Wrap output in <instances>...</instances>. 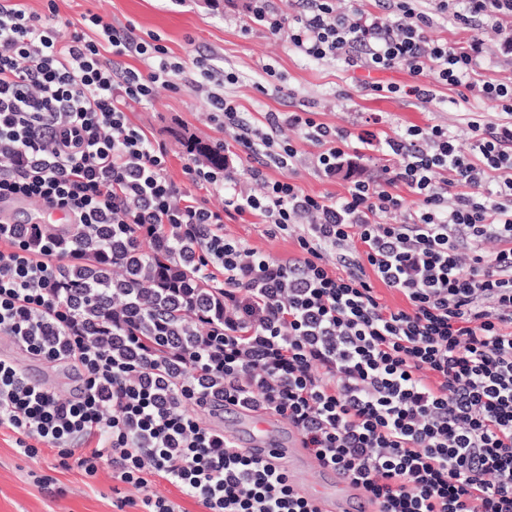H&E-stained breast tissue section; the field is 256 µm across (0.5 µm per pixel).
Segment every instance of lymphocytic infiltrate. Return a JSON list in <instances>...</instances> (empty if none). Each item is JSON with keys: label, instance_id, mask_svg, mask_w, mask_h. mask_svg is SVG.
<instances>
[{"label": "lymphocytic infiltrate", "instance_id": "1", "mask_svg": "<svg viewBox=\"0 0 512 512\" xmlns=\"http://www.w3.org/2000/svg\"><path fill=\"white\" fill-rule=\"evenodd\" d=\"M376 0L336 11L300 0L285 27L274 0L249 19L287 32L304 56L370 69L405 66L408 94L429 82L492 100L495 119L467 117L469 151L447 128L412 125L358 138L390 160L335 201L306 194L265 166H290L283 128L319 146L332 175L347 131L311 112H269L264 126L206 90L207 55L170 62L163 46L96 14L60 42L46 14L0 0V200H29L70 225L0 221V335L47 363L71 366L62 396L0 356V429L33 458L56 450L86 476L108 468L137 490L144 512H183L157 481L203 512H318L285 472L251 456L197 416L236 406L288 421L318 467L345 473L379 512H512V80L483 75L479 30H502L512 0ZM470 29L458 46L428 34L435 18ZM150 59L141 74L126 58ZM205 93L236 152L223 167L197 160L193 185L222 196L211 208L167 173L168 152L129 120L157 84ZM262 190L242 187L239 159ZM405 186L416 208L404 223ZM253 216L294 236L298 256L273 260L224 231ZM171 256L164 279L128 286L146 253ZM118 269L112 281L72 277L84 259ZM205 282L188 288L183 273ZM401 293L391 309L377 285Z\"/></svg>", "mask_w": 512, "mask_h": 512}]
</instances>
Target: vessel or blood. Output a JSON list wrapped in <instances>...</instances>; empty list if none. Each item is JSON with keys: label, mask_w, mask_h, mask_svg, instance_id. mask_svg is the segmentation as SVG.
Wrapping results in <instances>:
<instances>
[{"label": "vessel or blood", "mask_w": 512, "mask_h": 512, "mask_svg": "<svg viewBox=\"0 0 512 512\" xmlns=\"http://www.w3.org/2000/svg\"><path fill=\"white\" fill-rule=\"evenodd\" d=\"M237 443L248 452L283 466L296 488L306 483V458L299 438L281 439L271 421L259 417L252 421L246 434L237 436ZM323 488L317 490L315 500L321 512H374V505L364 496L351 495L352 484L342 472L325 468L321 471Z\"/></svg>", "instance_id": "b4317fda"}]
</instances>
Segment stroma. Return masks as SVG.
<instances>
[{
    "mask_svg": "<svg viewBox=\"0 0 512 512\" xmlns=\"http://www.w3.org/2000/svg\"><path fill=\"white\" fill-rule=\"evenodd\" d=\"M56 32L68 40L71 21L91 12L115 26L134 25L137 35L158 36L173 61L191 66L197 54L210 55L225 71L235 73L237 82L224 86L226 97L235 100L242 111L263 122L268 112H313L329 126L359 132L366 116L377 115L380 135H394L407 125H443L453 132L461 146H468L466 115L483 112L493 115V102L473 96L462 101L457 90L432 84L434 98L424 103L412 97L389 94L397 85L413 82L408 69L387 70L349 67L341 59L316 60L288 46L286 34L272 35L266 28L248 22V0H56ZM205 97L188 88L157 87L153 100L132 105L128 116L151 140L164 143L168 150V175L182 188L190 183L184 166L191 156V139L217 144L224 130L210 118ZM283 139L297 148L299 157L291 169L267 168L271 178L290 176L307 194L340 199L359 180L375 179L385 163L384 156L360 141H352L341 169L328 177L313 164L317 149L295 129H283ZM228 234L273 259L295 256L293 237L270 236L263 224L229 219ZM0 352L24 362L31 375L49 380L56 390L70 394L76 384L74 371L64 364H48L27 358L9 340H0ZM52 479L60 487L54 495L39 486L38 477ZM107 472L88 479L74 468L59 465L55 450L43 448L30 459L14 446L10 431L0 432V512H116L112 502L117 495L136 497L137 492L122 486L113 493Z\"/></svg>",
    "mask_w": 512,
    "mask_h": 512,
    "instance_id": "obj_1",
    "label": "stroma"
}]
</instances>
